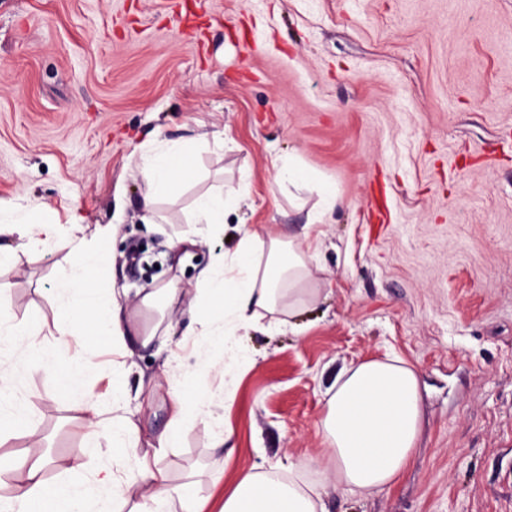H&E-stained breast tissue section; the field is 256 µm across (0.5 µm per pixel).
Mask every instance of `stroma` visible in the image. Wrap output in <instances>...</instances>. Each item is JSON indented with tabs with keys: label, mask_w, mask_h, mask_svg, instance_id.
Here are the masks:
<instances>
[{
	"label": "stroma",
	"mask_w": 512,
	"mask_h": 512,
	"mask_svg": "<svg viewBox=\"0 0 512 512\" xmlns=\"http://www.w3.org/2000/svg\"><path fill=\"white\" fill-rule=\"evenodd\" d=\"M198 33L180 0H0V213L86 232L115 224L94 285L101 300L195 280L232 249L238 223L302 237L307 212L275 183L293 156L330 182L310 287L317 299L278 331L238 337L245 372L217 353L133 347L120 377L142 445L166 425L167 382L222 396L162 464L196 483L206 512L243 470L318 458L326 391L345 367L394 354L419 375L421 432L406 471L380 491L326 498L328 512H512V0H197ZM185 143L194 181L145 223L140 156ZM249 172V194L225 231L186 267L168 247L201 194ZM157 252L159 269L129 260ZM67 248L18 254L9 316L40 329L48 358L112 414L105 337L59 344L55 290ZM100 354L82 368L81 350ZM153 388L151 401L138 399ZM0 414L37 429L65 477L72 459L110 453L69 403L20 376ZM229 432L223 448L213 442ZM224 457V474L211 462Z\"/></svg>",
	"instance_id": "35a3bbf8"
}]
</instances>
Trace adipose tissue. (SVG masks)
Segmentation results:
<instances>
[{"label": "adipose tissue", "instance_id": "ef3b65f1", "mask_svg": "<svg viewBox=\"0 0 512 512\" xmlns=\"http://www.w3.org/2000/svg\"><path fill=\"white\" fill-rule=\"evenodd\" d=\"M185 144L170 142L144 157L136 175L145 187L143 210L151 224L163 223L157 210L160 197L172 193L181 181L194 175ZM278 185L305 189L316 196L307 212V228L328 223L337 205L336 191L328 183L315 180L292 159H275ZM247 195L245 180L222 194H211L196 202L191 230L171 240L182 259L193 256L208 233L223 227L233 206ZM113 233L111 225L85 234L74 227L68 239L70 268L60 290V315L56 324L60 342H68L85 328L107 336L114 352L129 350L131 337L149 345L156 336L175 335L180 319L170 314L166 324L141 327L122 314L120 303L102 304L88 288L91 269L101 260L104 244ZM56 224L39 218L0 223V319L11 303L12 282L3 269L17 252L36 251L55 244ZM318 253L311 244L277 234L267 228L243 227L233 249L213 254L200 270L192 287L179 279L144 294L139 306L144 310L170 309L186 300L190 316L188 332L196 336L197 352L219 350L236 355L238 332L259 323L276 330L287 326L288 311L305 301L301 284L310 278ZM9 334L18 362L40 371L50 380L49 399L67 397V377L57 375L42 350L36 331L13 326ZM112 415L101 417L90 397L74 400L72 408L85 420L87 434L106 439L112 445L107 464L90 467L83 458H74L68 478L49 482L48 463L33 427L21 429L30 441L31 456L19 463L0 465V485L10 488L0 498V512H77L79 505L110 496L129 504V512H202L194 482L172 484L161 461L168 449L176 447L191 422L211 416L215 396L198 392L195 402H187L183 385L168 383L170 418L150 449L140 446L137 429L124 415L120 391H113ZM421 421L418 373L396 357L370 359L352 365L328 391L320 422L327 449L328 474L319 487L291 479L280 480L253 471L239 473L224 495L220 512H324L321 501L331 491L372 492L392 484L408 466L417 443Z\"/></svg>", "mask_w": 512, "mask_h": 512}]
</instances>
